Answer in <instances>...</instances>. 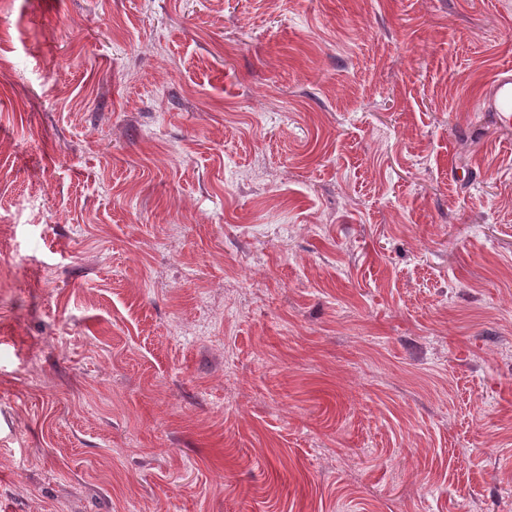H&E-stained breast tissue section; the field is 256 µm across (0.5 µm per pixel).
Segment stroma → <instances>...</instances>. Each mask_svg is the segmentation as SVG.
Here are the masks:
<instances>
[{
    "mask_svg": "<svg viewBox=\"0 0 512 512\" xmlns=\"http://www.w3.org/2000/svg\"><path fill=\"white\" fill-rule=\"evenodd\" d=\"M0 66V512H512V0H0ZM480 104L485 112H491L498 129L512 131V69L505 68L496 73Z\"/></svg>",
    "mask_w": 512,
    "mask_h": 512,
    "instance_id": "obj_1",
    "label": "stroma"
}]
</instances>
